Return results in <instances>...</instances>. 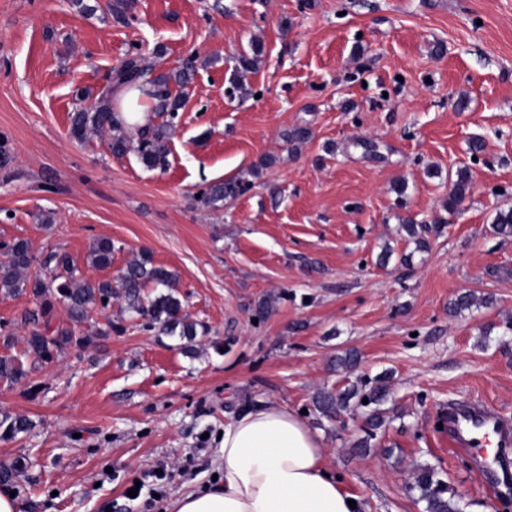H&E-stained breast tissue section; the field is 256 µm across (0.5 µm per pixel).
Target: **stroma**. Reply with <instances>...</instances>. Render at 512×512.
Wrapping results in <instances>:
<instances>
[{
	"instance_id": "1",
	"label": "stroma",
	"mask_w": 512,
	"mask_h": 512,
	"mask_svg": "<svg viewBox=\"0 0 512 512\" xmlns=\"http://www.w3.org/2000/svg\"><path fill=\"white\" fill-rule=\"evenodd\" d=\"M84 2L0 0V241L28 239L36 273L68 253L90 281L147 249L207 333L190 343L95 310L88 345L43 363L27 353L32 297L0 295V357L26 372L0 380V416L34 424L0 440V462L25 464L9 483L20 512H151L159 464L172 471L160 512H172L171 496L211 480L225 424L268 404L305 411L362 512H425L411 489L420 464L464 512H512V495L483 486L479 453L438 427L458 402L512 419V238L491 229L512 207V0H133L125 21L113 0ZM256 45L258 69L238 75ZM191 51L165 166L71 136L72 112L125 58L167 73ZM295 125L312 137L292 152L282 134ZM268 155L236 200L197 201ZM461 167L473 191L449 214ZM438 216L416 251L402 221ZM102 237L115 246L108 269L86 260ZM465 291L484 305L449 314ZM348 349L351 375L336 366ZM387 373L385 422L369 454L352 453L367 408L329 419L312 398Z\"/></svg>"
}]
</instances>
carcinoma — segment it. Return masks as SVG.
Returning a JSON list of instances; mask_svg holds the SVG:
<instances>
[{"instance_id": "cac0c4a2", "label": "carcinoma", "mask_w": 512, "mask_h": 512, "mask_svg": "<svg viewBox=\"0 0 512 512\" xmlns=\"http://www.w3.org/2000/svg\"><path fill=\"white\" fill-rule=\"evenodd\" d=\"M194 70L193 58H188L181 70L176 73H162L154 79H148L151 88L145 94L155 100L154 111L175 118L182 107L179 94L170 91V85L183 86L190 80ZM148 68L139 55L126 58L114 69L111 89L125 84L139 85V80L147 79ZM71 134L83 141L90 134L108 136V147L113 156L119 158L134 151L140 162L148 169L162 166L168 154L167 143L171 136V122L147 123L131 138L123 120L112 109V102L102 98L88 108H81L71 114ZM311 130L306 126H294L285 131L283 138L295 150L307 142ZM252 187V181L244 177H233L215 182L201 192L200 201L211 208H218L226 201L235 200ZM472 189V179L468 169L459 168L448 175V195L442 203L445 211H456L468 197ZM415 250L425 252L429 241L423 226L408 219L402 224ZM494 234L502 238L512 237V207L499 210L492 224ZM114 245L109 238L96 240L86 260L95 267L112 266ZM0 253L5 261L0 263V294L8 296L29 295L37 305L36 316L32 322L36 329L27 338V350L37 360L51 362L66 349L82 347L88 339L79 333L80 326L87 320L89 313L96 307L106 309L116 301L122 312H134L149 318L148 326H157L163 332L178 335L190 342L198 336V323L188 319L184 313L182 301L176 295L177 278L175 274L153 263L149 252L141 250L133 255L110 280L89 281L76 275L73 259L65 254L54 253L49 261L54 266H45V271L30 274L36 261L31 246L26 239H13L0 243ZM63 306L68 326L52 327L56 307ZM25 376L22 363L12 357H0V380L15 382ZM388 385L382 381L370 388L358 379L344 390H323L313 400L314 408L325 416H332L350 407V401L357 397L368 399L375 406L368 415L370 431L360 439L353 450L359 454L367 453L371 448L374 430L384 422L377 406L384 402ZM32 428V423L24 417L4 416L0 419V439H11ZM414 490L418 500L426 503V512H463L461 498L435 480L433 470L428 466H418L414 474Z\"/></svg>"}]
</instances>
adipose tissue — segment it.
<instances>
[{
    "label": "adipose tissue",
    "instance_id": "obj_1",
    "mask_svg": "<svg viewBox=\"0 0 512 512\" xmlns=\"http://www.w3.org/2000/svg\"><path fill=\"white\" fill-rule=\"evenodd\" d=\"M326 455L299 413L255 408L225 425L212 461L215 483L179 494L173 512H352Z\"/></svg>",
    "mask_w": 512,
    "mask_h": 512
}]
</instances>
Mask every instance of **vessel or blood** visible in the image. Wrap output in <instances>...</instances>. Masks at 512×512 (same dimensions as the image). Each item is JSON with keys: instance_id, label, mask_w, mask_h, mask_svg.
I'll return each instance as SVG.
<instances>
[{"instance_id": "vessel-or-blood-1", "label": "vessel or blood", "mask_w": 512, "mask_h": 512, "mask_svg": "<svg viewBox=\"0 0 512 512\" xmlns=\"http://www.w3.org/2000/svg\"><path fill=\"white\" fill-rule=\"evenodd\" d=\"M448 436L454 448L469 451L486 447L496 440L498 447L512 446V424L500 420L489 407H454L448 411ZM486 485L501 495L512 493V468L504 466L498 458L485 460Z\"/></svg>"}]
</instances>
